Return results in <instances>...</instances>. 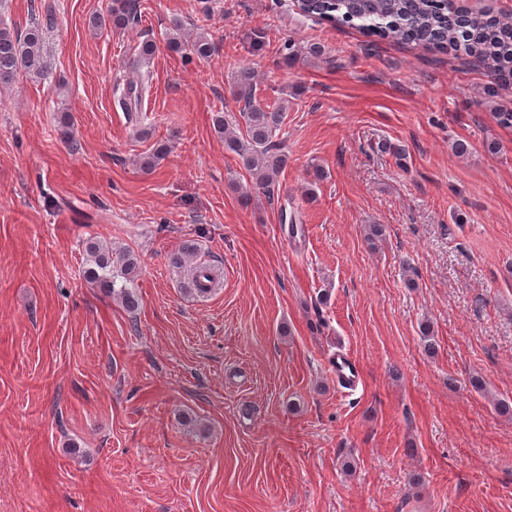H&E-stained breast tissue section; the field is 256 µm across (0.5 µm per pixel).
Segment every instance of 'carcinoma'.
I'll return each instance as SVG.
<instances>
[{
  "label": "carcinoma",
  "instance_id": "obj_1",
  "mask_svg": "<svg viewBox=\"0 0 512 512\" xmlns=\"http://www.w3.org/2000/svg\"><path fill=\"white\" fill-rule=\"evenodd\" d=\"M305 14L328 17L337 23L355 26L365 33L394 42L416 44L435 49H451L464 53L482 63L500 78L512 75V14L470 12L462 23L453 21L457 14L453 0H309ZM138 19L135 0H112L106 15L95 24L106 22L126 28ZM54 20L51 14L35 16L23 30L0 20V84H11L24 71L36 78L52 75V64L46 52V41ZM169 44L175 49L186 48L200 60H208L215 53L214 43L205 32L187 33L182 21L175 20L167 33ZM154 46L145 41L138 56L130 63L131 72L138 81L127 83L116 96V102L128 118L147 119L142 104L149 87L150 66ZM257 80L254 71L242 67L235 71L233 98L238 104L240 121H232L223 112L213 116V129L224 139L227 150L237 155L243 166L252 172L254 186L266 197L274 195L275 178L286 166L277 131L283 122V107L265 106L257 99ZM245 126L239 135L235 127ZM168 153V146L157 144L140 159L141 168L152 169ZM87 255L83 270L85 280L104 292L120 298L125 306L135 311L139 298L133 292L140 274V262L127 249H114L100 240L85 244ZM197 245L184 242L169 259L172 271L182 273L187 263L194 260ZM221 283L218 269L199 262L192 268L191 284L195 294L205 297Z\"/></svg>",
  "mask_w": 512,
  "mask_h": 512
}]
</instances>
